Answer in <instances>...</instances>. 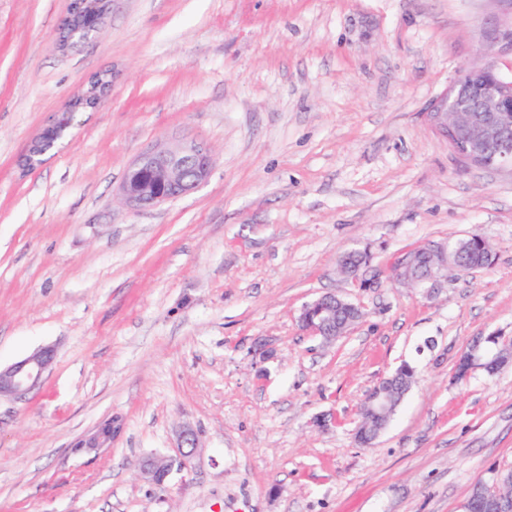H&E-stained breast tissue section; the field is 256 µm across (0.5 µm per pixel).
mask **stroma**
Returning <instances> with one entry per match:
<instances>
[{"label":"stroma","mask_w":512,"mask_h":512,"mask_svg":"<svg viewBox=\"0 0 512 512\" xmlns=\"http://www.w3.org/2000/svg\"><path fill=\"white\" fill-rule=\"evenodd\" d=\"M69 0H0V365L56 358L0 400V512H462L512 470V363L456 379L476 340L512 342V172L465 164L432 100L512 28V0H112L60 51ZM43 163L32 139L99 74ZM214 158L189 196L133 210L143 151ZM480 235L491 267L394 288L405 253ZM370 256L378 288L338 259ZM333 292L360 320L300 322ZM415 383L374 445L368 394ZM97 454L73 453L105 418ZM326 426H317V418ZM199 447L158 488L141 459ZM316 308L318 314L313 317L311 312ZM347 308L346 305H336L335 293H326L303 308L300 321L313 335L321 336L325 341H333L348 330L336 335V316L343 318ZM397 371L389 377L395 375ZM387 377V378H389ZM385 378V379H387ZM415 380L413 368L407 367L397 373L395 379L386 388L385 396L389 399L388 409L383 412L378 409L370 412L363 409L361 421L356 432L357 441L362 445H370L386 428L401 399L410 391Z\"/></svg>","instance_id":"obj_1"}]
</instances>
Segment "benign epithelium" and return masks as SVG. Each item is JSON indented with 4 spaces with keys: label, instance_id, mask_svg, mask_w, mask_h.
<instances>
[{
    "label": "benign epithelium",
    "instance_id": "7a95c632",
    "mask_svg": "<svg viewBox=\"0 0 512 512\" xmlns=\"http://www.w3.org/2000/svg\"><path fill=\"white\" fill-rule=\"evenodd\" d=\"M112 0H70L68 16L59 33L58 45H72L68 28L80 10L93 15L101 25ZM431 126L448 140L454 152L465 162L487 168L512 171V147L500 145L512 141V76L502 73L497 52L489 49L479 63L465 67L448 91L434 99L427 113ZM72 113L64 112L45 127L30 143L25 163L41 162L46 141L71 124ZM213 164L211 152L200 145L186 143L174 148H155L141 154L127 169L120 186L124 203L141 209L184 197L196 190L209 176ZM413 256L400 258L390 269L389 281L404 286L410 281L424 288H440L448 279V265H439L422 278L412 276ZM302 326L326 341L336 339V294L326 293L306 305L300 316ZM55 358L54 347L42 346L29 356L8 366H0V398L18 397L36 388ZM112 445V418L99 422L76 444V450L99 452ZM196 448V436L183 431L181 444L171 456L147 457L140 469L155 486H164L175 469L188 467ZM481 499L495 505L498 512H512V497L500 492V478L494 486H477Z\"/></svg>",
    "mask_w": 512,
    "mask_h": 512
}]
</instances>
